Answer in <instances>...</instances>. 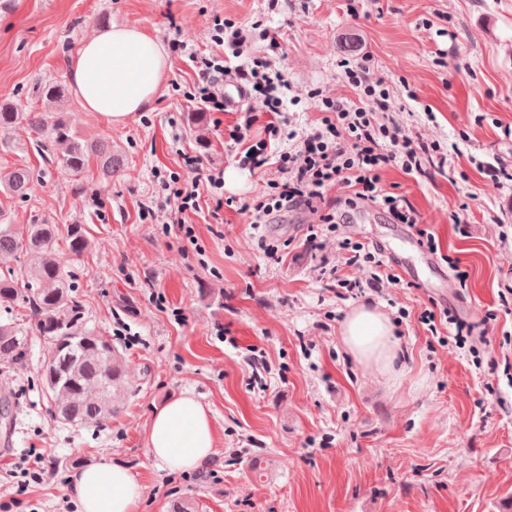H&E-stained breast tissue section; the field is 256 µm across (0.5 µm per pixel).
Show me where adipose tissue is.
Instances as JSON below:
<instances>
[{
	"mask_svg": "<svg viewBox=\"0 0 512 512\" xmlns=\"http://www.w3.org/2000/svg\"><path fill=\"white\" fill-rule=\"evenodd\" d=\"M168 67L167 52L156 37L138 26L116 24L84 40L70 63V79L85 109L121 124L154 103ZM340 337L360 364L385 374L395 371L399 342L378 307L353 309ZM146 443L161 466L197 467L216 447L209 409L189 395L168 401L152 415ZM69 493L79 512H135L140 487L128 468L99 464L73 474Z\"/></svg>",
	"mask_w": 512,
	"mask_h": 512,
	"instance_id": "adipose-tissue-1",
	"label": "adipose tissue"
}]
</instances>
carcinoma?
Masks as SVG:
<instances>
[{
    "mask_svg": "<svg viewBox=\"0 0 512 512\" xmlns=\"http://www.w3.org/2000/svg\"><path fill=\"white\" fill-rule=\"evenodd\" d=\"M18 123L34 131L36 146L44 153L50 152L53 142L68 143L66 152L54 158L66 176H79L92 159L108 179L120 168L110 141L92 147L76 138L69 112L50 116L0 104V134ZM32 181L33 173L26 166L1 172L0 192L23 198ZM5 216L0 209V260L8 258L15 265L0 268V309H26L31 327L49 345L41 379L53 402V417L63 424L102 427L116 413L112 396L125 388L122 357L106 337L85 326L82 303L59 260L56 225L28 224L19 229L4 223ZM66 241L75 256L90 247L80 224L68 225ZM27 350L28 332L10 320L0 322V362L21 365Z\"/></svg>",
    "mask_w": 512,
    "mask_h": 512,
    "instance_id": "carcinoma-1",
    "label": "carcinoma"
}]
</instances>
